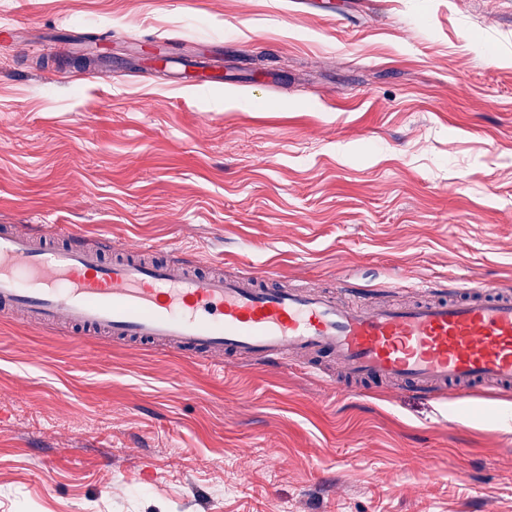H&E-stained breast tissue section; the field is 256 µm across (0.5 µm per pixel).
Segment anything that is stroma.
Segmentation results:
<instances>
[{
  "label": "stroma",
  "instance_id": "stroma-1",
  "mask_svg": "<svg viewBox=\"0 0 512 512\" xmlns=\"http://www.w3.org/2000/svg\"><path fill=\"white\" fill-rule=\"evenodd\" d=\"M2 25L0 225L380 300L512 286V0H0ZM61 34L142 61L95 77ZM202 40L247 78L176 89L147 60ZM0 512H512V396L0 320Z\"/></svg>",
  "mask_w": 512,
  "mask_h": 512
}]
</instances>
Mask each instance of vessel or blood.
<instances>
[{
	"label": "vessel or blood",
	"instance_id": "vessel-or-blood-1",
	"mask_svg": "<svg viewBox=\"0 0 512 512\" xmlns=\"http://www.w3.org/2000/svg\"><path fill=\"white\" fill-rule=\"evenodd\" d=\"M172 64L176 86L204 88L223 77L209 45ZM145 244L82 237L34 239L18 224L0 229V317L60 327L80 346L93 336L163 346L178 355L249 357L284 363L304 353L333 361L342 381L405 384L468 396L485 384L512 392V288L426 287L402 304L374 303L359 290L276 286V274H199L201 257L181 251L145 259Z\"/></svg>",
	"mask_w": 512,
	"mask_h": 512
}]
</instances>
